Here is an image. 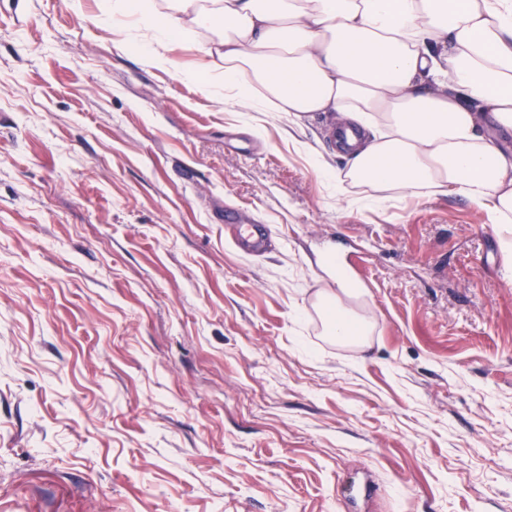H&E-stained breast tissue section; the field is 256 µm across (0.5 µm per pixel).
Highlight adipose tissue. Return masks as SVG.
<instances>
[{"label": "adipose tissue", "mask_w": 512, "mask_h": 512, "mask_svg": "<svg viewBox=\"0 0 512 512\" xmlns=\"http://www.w3.org/2000/svg\"><path fill=\"white\" fill-rule=\"evenodd\" d=\"M131 28L150 32L140 49L158 68L194 36L207 63L176 76L205 78L252 127L338 113L347 164L323 172L337 202L456 195L512 228V0H114L120 45ZM357 294L342 282L317 296L336 342L371 329L344 304Z\"/></svg>", "instance_id": "adipose-tissue-1"}]
</instances>
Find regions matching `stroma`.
Segmentation results:
<instances>
[{"label":"stroma","mask_w":512,"mask_h":512,"mask_svg":"<svg viewBox=\"0 0 512 512\" xmlns=\"http://www.w3.org/2000/svg\"><path fill=\"white\" fill-rule=\"evenodd\" d=\"M81 4L0 0V512H512L485 212L337 206L333 114L254 129ZM330 268L364 348L324 333ZM238 237L243 248L258 252L266 246V237L260 224H239Z\"/></svg>","instance_id":"35a3bbf8"}]
</instances>
